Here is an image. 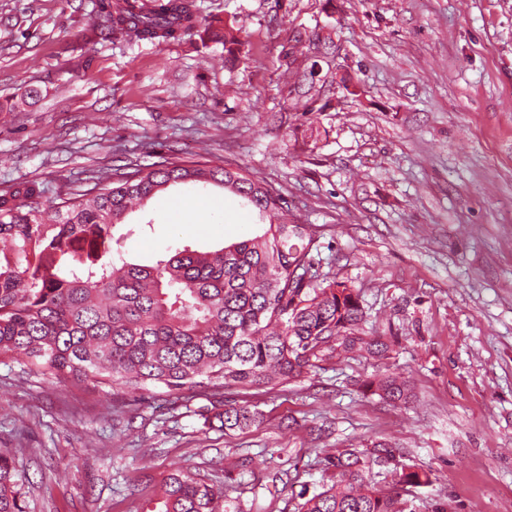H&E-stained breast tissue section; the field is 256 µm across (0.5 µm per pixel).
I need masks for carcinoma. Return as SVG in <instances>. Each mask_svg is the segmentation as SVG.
<instances>
[{
	"mask_svg": "<svg viewBox=\"0 0 512 512\" xmlns=\"http://www.w3.org/2000/svg\"><path fill=\"white\" fill-rule=\"evenodd\" d=\"M107 34L128 41L176 40L194 26L193 0H109ZM92 187L61 200L49 221L33 184L0 195V243L16 262L0 264V354H21L75 383L189 391L212 398L284 387L343 354L384 359L389 345L366 336L357 290L344 281L313 285L303 224H284V198L240 169L165 158L131 171L98 170ZM216 184L267 220L264 231L214 251L177 250L152 266L112 251L126 212L180 183ZM391 403L411 389L392 374L365 381ZM243 430L260 421L247 400L219 401L208 421ZM394 461L392 445L336 451L324 490L301 512H404L402 495L369 485L366 468ZM23 476L0 448V512H23ZM223 492L184 468L171 471L152 512H220Z\"/></svg>",
	"mask_w": 512,
	"mask_h": 512,
	"instance_id": "cac0c4a2",
	"label": "carcinoma"
}]
</instances>
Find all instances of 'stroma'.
<instances>
[{"instance_id": "1", "label": "stroma", "mask_w": 512, "mask_h": 512, "mask_svg": "<svg viewBox=\"0 0 512 512\" xmlns=\"http://www.w3.org/2000/svg\"><path fill=\"white\" fill-rule=\"evenodd\" d=\"M99 0H0V193L47 208L99 168L165 157L241 168L313 232L321 278L359 293L389 359L357 354L250 394L260 424L209 427L206 396L61 382L0 355V448L26 512H143L190 468L229 512H298L327 451L392 443L427 472L405 512H512V0H194L177 40L106 41ZM232 23L231 50L213 31ZM38 90L28 99L29 90ZM236 195L172 187L117 225L151 265L251 236ZM389 370L413 403L363 382Z\"/></svg>"}]
</instances>
